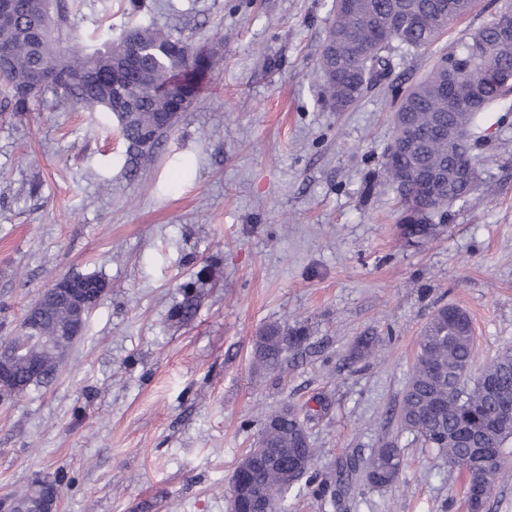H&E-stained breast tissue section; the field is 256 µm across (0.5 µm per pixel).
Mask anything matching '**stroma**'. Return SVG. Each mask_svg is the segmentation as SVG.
<instances>
[{"mask_svg": "<svg viewBox=\"0 0 512 512\" xmlns=\"http://www.w3.org/2000/svg\"><path fill=\"white\" fill-rule=\"evenodd\" d=\"M334 0H63L61 47L150 23L221 43L200 97L137 171L116 121L45 89L0 99V341L52 280L109 284L57 377L0 404V499L60 480L59 512H230L231 478L260 414L306 413L315 483L288 512H467L464 479L401 431L421 332L465 310L477 365L512 351V111L485 113L474 198L424 247L399 236L382 169L397 90L369 85L344 112L322 102L318 60ZM505 0H478L431 48L386 51L423 77ZM205 265L194 318L174 314ZM304 326L280 370L254 363L268 325ZM384 361H355L359 337ZM399 482H338L384 441Z\"/></svg>", "mask_w": 512, "mask_h": 512, "instance_id": "35a3bbf8", "label": "stroma"}]
</instances>
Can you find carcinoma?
Listing matches in <instances>:
<instances>
[{
  "label": "carcinoma",
  "mask_w": 512,
  "mask_h": 512,
  "mask_svg": "<svg viewBox=\"0 0 512 512\" xmlns=\"http://www.w3.org/2000/svg\"><path fill=\"white\" fill-rule=\"evenodd\" d=\"M11 19L0 25V55L7 67L0 71V88L13 111L24 112L31 100L36 74L48 73L47 86L72 101L113 115L119 136L126 144V164L156 152L174 125L164 126L167 113L178 104L197 100L204 73L211 70L219 49L198 63L197 46L151 24L140 25L117 37L107 36L87 48L62 49L52 36V18L45 15L43 0H9ZM475 0H334V18L326 41L333 52L322 49L319 68L324 79V103L344 112L362 96L368 82L387 80L393 65L383 55L396 42L426 50L448 27L467 15ZM454 68L435 63L429 73L402 95L395 112L408 114L419 140L401 149L403 127L393 118L394 136L383 162L387 179L400 197L399 234L408 243L423 245L437 232L434 219L444 220L448 208L477 189V174L459 193H422L418 172L439 169L455 175L458 166H474L472 143L483 113L512 93V43L499 40L495 19L446 53ZM208 278L202 269L196 280L182 285L178 311L188 320L196 312V283ZM39 305L46 331L56 335L73 321L71 305L57 301ZM304 337L273 324L255 341V357L270 372L282 367L286 354ZM9 342L22 348L14 380L0 381V396L17 387L25 390L52 379L59 371L72 341L58 339L51 348L28 338L21 322ZM472 322L455 306L439 308L424 328L412 375L406 385L398 422L401 430L421 438L427 448L444 456L448 468L466 479L467 512H485L495 483L506 468V441L512 438V352L506 351L471 377L475 362ZM40 362L41 376L32 378L29 363ZM317 452L312 448L297 412L283 407L262 418L261 433L246 454L250 484L274 491L268 512H288L286 495L311 474ZM402 474L401 448L387 441L365 460L347 459L339 478H358L373 488L396 484ZM56 481L45 476L32 482L16 497L24 502L38 497Z\"/></svg>",
  "instance_id": "obj_1"
}]
</instances>
